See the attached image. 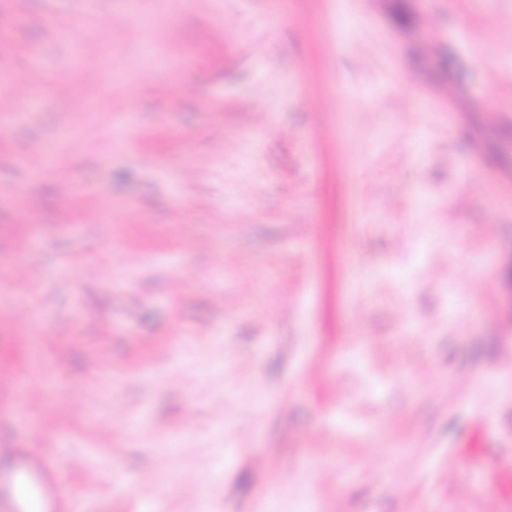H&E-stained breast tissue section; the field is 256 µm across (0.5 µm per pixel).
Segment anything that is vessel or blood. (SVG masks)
Here are the masks:
<instances>
[{
  "mask_svg": "<svg viewBox=\"0 0 512 512\" xmlns=\"http://www.w3.org/2000/svg\"><path fill=\"white\" fill-rule=\"evenodd\" d=\"M65 498L51 456L0 447V512H61Z\"/></svg>",
  "mask_w": 512,
  "mask_h": 512,
  "instance_id": "obj_1",
  "label": "vessel or blood"
}]
</instances>
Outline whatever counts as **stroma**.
I'll return each mask as SVG.
<instances>
[{
    "instance_id": "stroma-1",
    "label": "stroma",
    "mask_w": 512,
    "mask_h": 512,
    "mask_svg": "<svg viewBox=\"0 0 512 512\" xmlns=\"http://www.w3.org/2000/svg\"><path fill=\"white\" fill-rule=\"evenodd\" d=\"M368 2L0 0V441L62 512H512V0Z\"/></svg>"
}]
</instances>
